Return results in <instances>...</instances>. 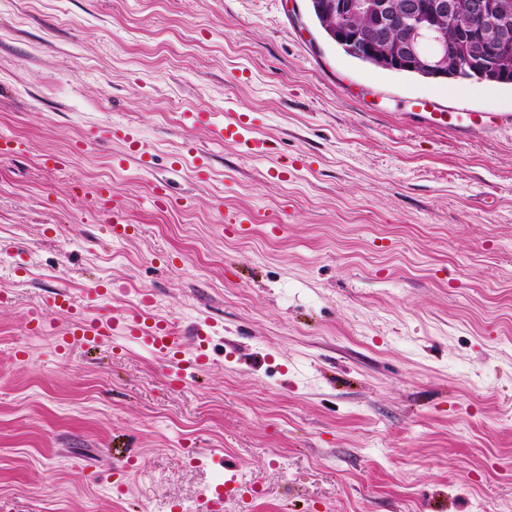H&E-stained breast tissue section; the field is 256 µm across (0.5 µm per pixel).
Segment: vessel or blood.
Here are the masks:
<instances>
[{
  "mask_svg": "<svg viewBox=\"0 0 512 512\" xmlns=\"http://www.w3.org/2000/svg\"><path fill=\"white\" fill-rule=\"evenodd\" d=\"M216 134L221 139L243 145L246 151L252 154L260 155L264 152V139L244 137L238 122H225L224 126L217 128ZM46 303L49 309L65 311L70 319L69 327L58 336L60 345L94 348L114 337L129 340L166 358L167 376L176 381L183 380L187 368L201 369L207 364L205 355L200 352L191 359H181V337L175 335L166 320L149 317L140 310L129 309L117 316L87 319L67 295L51 294Z\"/></svg>",
  "mask_w": 512,
  "mask_h": 512,
  "instance_id": "vessel-or-blood-1",
  "label": "vessel or blood"
}]
</instances>
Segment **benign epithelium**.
I'll return each mask as SVG.
<instances>
[{
    "label": "benign epithelium",
    "mask_w": 512,
    "mask_h": 512,
    "mask_svg": "<svg viewBox=\"0 0 512 512\" xmlns=\"http://www.w3.org/2000/svg\"><path fill=\"white\" fill-rule=\"evenodd\" d=\"M317 15L330 23L333 40L348 53L375 57L380 66L413 73L437 72L445 77L446 38L440 21L457 12L455 0H331L315 4ZM366 14L373 29L363 33L354 25ZM512 14V0H470L467 20L459 29L457 51L475 52L474 44L499 46L504 17ZM507 58L495 49L477 66L482 78L495 82Z\"/></svg>",
    "instance_id": "benign-epithelium-1"
}]
</instances>
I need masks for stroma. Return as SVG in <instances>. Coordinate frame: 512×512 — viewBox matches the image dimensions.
<instances>
[{
  "label": "stroma",
  "mask_w": 512,
  "mask_h": 512,
  "mask_svg": "<svg viewBox=\"0 0 512 512\" xmlns=\"http://www.w3.org/2000/svg\"><path fill=\"white\" fill-rule=\"evenodd\" d=\"M307 8L0 0V512H207L228 470L224 512H512V85L360 62ZM56 290L208 363L58 349ZM241 125L236 121L224 122V127H218L215 134L224 139V141H233L245 147L246 152L254 155H262L264 153L265 140L258 137H244L241 133Z\"/></svg>",
  "instance_id": "1"
}]
</instances>
